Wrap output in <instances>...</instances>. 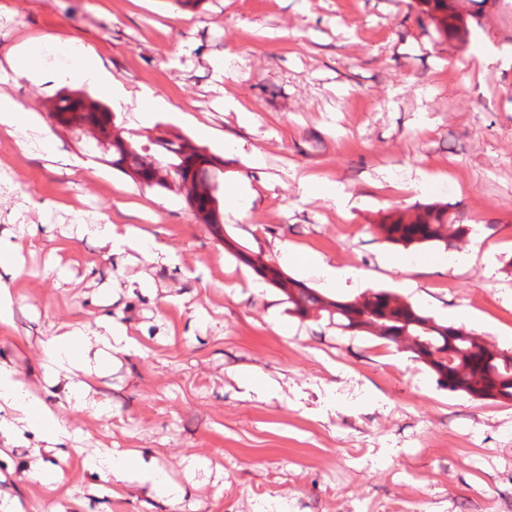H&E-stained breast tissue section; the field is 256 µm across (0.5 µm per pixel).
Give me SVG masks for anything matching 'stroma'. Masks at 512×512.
<instances>
[{"instance_id":"1","label":"stroma","mask_w":512,"mask_h":512,"mask_svg":"<svg viewBox=\"0 0 512 512\" xmlns=\"http://www.w3.org/2000/svg\"><path fill=\"white\" fill-rule=\"evenodd\" d=\"M468 14L465 41L442 36L416 0H0V62L26 38L52 35L93 46L114 78L170 104L150 124L129 109L114 121L142 147L162 132L193 137L194 123L223 157L225 179L265 181L245 217L224 214L215 234L183 197L115 170L82 133L57 129L48 109L62 90L52 73L66 55L42 59L33 81L0 71V95L28 110L25 131L0 128V239L23 235L16 265L0 268L13 321L0 324V361L48 403L63 407L71 447L35 435L0 442V491L25 512H503L512 502V405L441 387L412 353L328 318L288 311L272 285L248 288L228 241L297 277L275 244L354 264L373 289L394 290L383 254L408 255L416 282L404 298L440 322L464 324L512 349V61L479 67L475 41L512 50V0H485ZM186 13L183 23L173 16ZM229 58L217 88L212 63ZM228 90L255 111L245 129L215 104ZM260 148L254 169L238 141ZM419 167L449 177L426 192L394 195L382 178ZM341 183L357 205L346 215L301 200L292 173ZM447 202L470 232L454 248L467 263L427 266L420 250L386 242L376 225L391 207ZM134 224L167 244L169 262L144 250L112 251L83 224ZM494 251L496 270L482 256ZM293 332L278 335L270 314ZM112 317L138 348L117 352L94 375L77 409L67 373L43 366L48 337ZM252 369L281 389L260 399L236 381ZM131 449L183 489L176 504L134 482L117 493L86 458ZM50 464L56 490L30 482Z\"/></svg>"}]
</instances>
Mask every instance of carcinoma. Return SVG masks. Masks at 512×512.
<instances>
[{
  "instance_id": "carcinoma-1",
  "label": "carcinoma",
  "mask_w": 512,
  "mask_h": 512,
  "mask_svg": "<svg viewBox=\"0 0 512 512\" xmlns=\"http://www.w3.org/2000/svg\"><path fill=\"white\" fill-rule=\"evenodd\" d=\"M420 2L443 31H467L455 0ZM50 117L55 125L65 129L98 131L97 144L112 151V168L148 188L180 194L182 180L191 178L199 187L211 191L209 198L197 205L185 199L193 215L217 231L223 228L222 157L208 153L183 136L171 137L166 133L152 140L154 149H144L126 138L124 130L112 121L111 112L84 92L60 93ZM377 228L393 244L447 249L468 234L466 225L458 223L446 204L396 208L384 216ZM236 256L252 264L285 294L292 313L306 318L313 311H325L338 328L367 332L393 344L401 336L416 358L429 366L440 385L449 391L479 400L512 403V351L501 350L462 327L439 324L419 314L396 294L368 291L351 301L331 302L249 252L238 249Z\"/></svg>"
}]
</instances>
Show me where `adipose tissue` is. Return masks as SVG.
<instances>
[{
  "label": "adipose tissue",
  "instance_id": "ef3b65f1",
  "mask_svg": "<svg viewBox=\"0 0 512 512\" xmlns=\"http://www.w3.org/2000/svg\"><path fill=\"white\" fill-rule=\"evenodd\" d=\"M70 77L86 84L94 92L108 97L113 105L137 101L141 116H148L152 110L166 108V101L150 90L132 91L109 72L102 68L94 47L87 46L80 51ZM279 249L284 257L302 268H314L324 284L330 288L364 286L366 277L356 267L336 265L323 256H309L299 247L281 243ZM119 345L123 350L133 349L134 343L128 338L123 324L112 319L98 320L96 329L77 331L62 336H52L42 343L43 358L47 363L64 365L76 364L83 349L91 344ZM0 404L12 410L11 419H0V435L13 440L30 431L51 446L67 445L72 434L63 418L61 409L51 407L39 396L29 392L26 384L17 374L0 364ZM97 470L110 484L122 486L135 481L150 483L155 494L168 502H176L182 496V489L172 482L161 470L147 462L137 452L123 454L98 461Z\"/></svg>",
  "mask_w": 512,
  "mask_h": 512
}]
</instances>
